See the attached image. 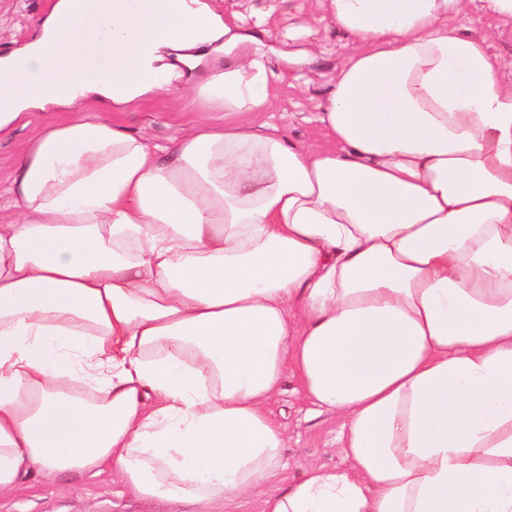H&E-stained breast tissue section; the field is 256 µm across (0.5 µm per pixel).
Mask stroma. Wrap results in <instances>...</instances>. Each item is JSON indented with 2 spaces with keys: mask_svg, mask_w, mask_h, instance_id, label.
Listing matches in <instances>:
<instances>
[{
  "mask_svg": "<svg viewBox=\"0 0 512 512\" xmlns=\"http://www.w3.org/2000/svg\"><path fill=\"white\" fill-rule=\"evenodd\" d=\"M56 0H0V57L31 43ZM222 19H240L266 55L269 67L279 73L263 116L289 143L309 149L329 147L319 117L336 76L355 46L326 13L322 0H207ZM460 34L484 42L501 62L502 76L512 83V24L503 23L487 10L485 0H462L455 20ZM194 73L182 69L170 89L142 98L121 112L97 102L90 110L128 125L134 134L153 145L170 146L200 122L220 125V112H199L189 104ZM60 108L34 112L27 125L17 126L0 138V188L16 173L17 161L36 130L61 118ZM270 414L288 434L283 478L294 482L303 467L314 462L342 464L336 446L340 421L335 414H315L298 378L286 376L268 405ZM0 512H168L159 500L139 499L123 493L111 472L94 478L68 477L64 485L33 478L12 495L0 498Z\"/></svg>",
  "mask_w": 512,
  "mask_h": 512,
  "instance_id": "35a3bbf8",
  "label": "stroma"
}]
</instances>
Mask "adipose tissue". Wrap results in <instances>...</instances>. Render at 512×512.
I'll return each mask as SVG.
<instances>
[{
	"label": "adipose tissue",
	"instance_id": "obj_1",
	"mask_svg": "<svg viewBox=\"0 0 512 512\" xmlns=\"http://www.w3.org/2000/svg\"><path fill=\"white\" fill-rule=\"evenodd\" d=\"M355 51L310 151L260 117L276 74L206 0H57L0 58V135L42 126L0 224V496L103 469L174 512L279 474L294 374L342 420L262 512H512V88L461 0H326ZM194 89L149 145L83 111ZM249 114L246 122L237 121Z\"/></svg>",
	"mask_w": 512,
	"mask_h": 512
}]
</instances>
